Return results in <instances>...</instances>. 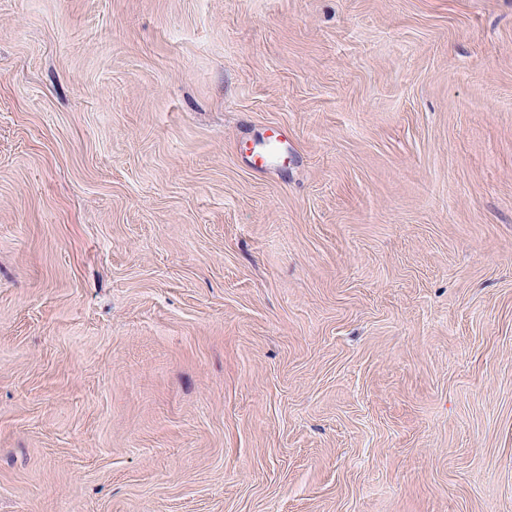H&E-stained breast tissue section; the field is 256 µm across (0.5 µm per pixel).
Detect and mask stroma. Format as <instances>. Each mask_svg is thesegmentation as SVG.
Here are the masks:
<instances>
[{
  "instance_id": "obj_1",
  "label": "stroma",
  "mask_w": 512,
  "mask_h": 512,
  "mask_svg": "<svg viewBox=\"0 0 512 512\" xmlns=\"http://www.w3.org/2000/svg\"><path fill=\"white\" fill-rule=\"evenodd\" d=\"M0 512H512V0H0ZM287 137L279 130H273L264 140L253 146L250 151V162L252 167L260 172L267 171L275 166L284 163L287 154L284 152V143Z\"/></svg>"
}]
</instances>
